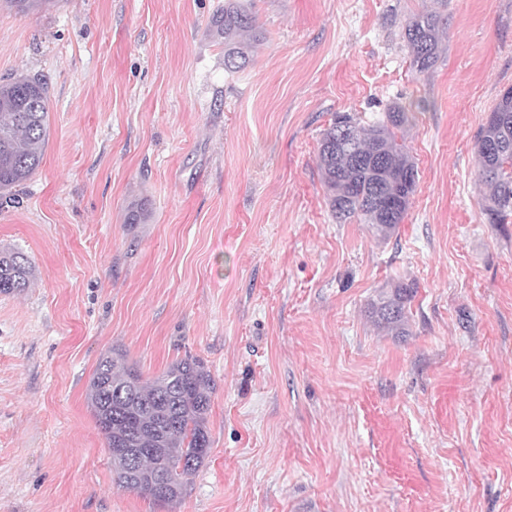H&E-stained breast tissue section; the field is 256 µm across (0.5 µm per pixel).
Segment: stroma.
I'll list each match as a JSON object with an SVG mask.
<instances>
[{
    "mask_svg": "<svg viewBox=\"0 0 512 512\" xmlns=\"http://www.w3.org/2000/svg\"><path fill=\"white\" fill-rule=\"evenodd\" d=\"M221 2L0 9V80L50 97L43 163L0 206V251L35 267L0 294V512H157L88 404L113 349L214 381L209 457L164 512H512V223L474 155L512 87V0H448L421 73L400 32L433 0H253L264 39L233 75ZM395 104L418 182L382 242L335 222L316 156L336 114ZM398 280L405 336L367 312Z\"/></svg>",
    "mask_w": 512,
    "mask_h": 512,
    "instance_id": "obj_1",
    "label": "stroma"
}]
</instances>
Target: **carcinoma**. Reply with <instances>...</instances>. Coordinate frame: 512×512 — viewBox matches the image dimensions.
<instances>
[{"instance_id":"cac0c4a2","label":"carcinoma","mask_w":512,"mask_h":512,"mask_svg":"<svg viewBox=\"0 0 512 512\" xmlns=\"http://www.w3.org/2000/svg\"><path fill=\"white\" fill-rule=\"evenodd\" d=\"M50 0H0L18 13ZM444 18L434 8L408 18L402 35L417 71L440 58ZM210 30L224 45V71L235 74L250 63L260 33L256 18L242 0H224L214 11ZM475 140V163L483 185L482 207L492 224L512 218V96L499 97ZM414 115L391 106L384 116L364 122L351 114L335 117L321 132L318 170L332 217L338 224L359 218L374 236L396 233L417 185V166L404 141ZM49 130L46 82L21 76L0 83V199H11L43 162ZM34 269L19 251L0 252V294L30 286ZM415 285L396 282L368 304L369 317L381 329L408 333ZM214 381L203 363L185 358L152 380L125 363L124 356L103 354L88 388L99 430L110 448H141L128 458L113 455L114 482L153 505L165 507L203 465L210 451L208 416Z\"/></svg>"}]
</instances>
